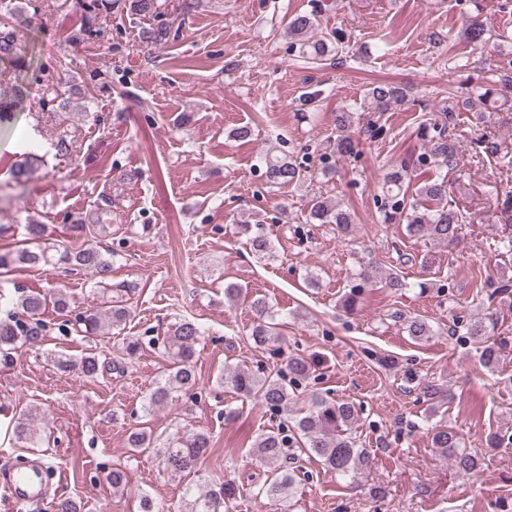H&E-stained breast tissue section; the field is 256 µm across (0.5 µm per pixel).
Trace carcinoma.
Returning <instances> with one entry per match:
<instances>
[{
  "mask_svg": "<svg viewBox=\"0 0 512 512\" xmlns=\"http://www.w3.org/2000/svg\"><path fill=\"white\" fill-rule=\"evenodd\" d=\"M475 11L468 14L463 21V36L474 44L481 45L488 41L492 30L488 28L487 19L483 18L482 0H471ZM30 0H0V67L10 69L18 74L27 70L30 59L21 48L18 33L23 23L28 21L27 6ZM83 10L82 23L76 36L93 38L100 34L102 25L112 9L103 4V0H81ZM157 0H128L130 14L141 18L151 17L157 13ZM288 34L299 56L309 60L321 61L333 52L339 51L345 44V36L336 31L318 34L316 15H296L288 22ZM168 28L146 27L140 30L139 40L163 48L168 42ZM509 84L512 77L500 76L499 80L486 78L481 84L471 88L468 96H448V103L439 111L453 119L457 112H470L475 107L487 105L493 97L495 83ZM24 97L23 86L15 83L0 82V124L11 119V113L17 111ZM86 93L78 85L63 78L49 80L45 83L40 108L43 112H59L76 107L84 109L81 100ZM409 104L408 91L391 83H378L370 87L360 104V111L383 113ZM351 109L336 115V139L330 152L321 157V167L317 174L330 180L337 173V161L359 154L358 142L348 129L352 126ZM422 132L428 141V153L421 157L419 164L431 165L437 170L455 169L460 163V145L456 138L445 131V126L436 123L422 125ZM260 162L264 168L267 183L279 186H297L306 178L307 163L285 153L263 155ZM44 164L43 156L35 151H26L13 172L16 183H24L31 173ZM416 177L415 169L401 162L389 169L375 197L377 209L384 224H404L413 236L428 237L439 244L452 247L459 242L462 215L457 203L449 198L448 185L443 179H429L410 191L412 180ZM309 219L316 224H334L336 230L346 236L353 232L354 216L344 209L339 202L318 196L312 199ZM243 233L249 235L248 244L252 253L259 259L272 255L270 240L261 233L251 232V225H242ZM44 234L41 224L29 227V242L16 252L0 254V269L14 264H35L40 261L67 266L72 274L90 273L94 277L93 288L97 294L115 293L110 305L95 306L76 317L75 326L84 336H95L105 329H115L122 325L129 316L119 297L123 296L125 286L112 285V261L103 255L97 247L90 245L78 250L67 247L49 256L36 245ZM60 312H66L70 299L66 292L58 289L47 296L30 291L20 296L17 309L10 310L0 317V364L11 360L12 351L19 345L39 347L44 342L45 325L39 315L47 304ZM256 313L250 336L252 340L265 346L276 340L271 308L265 300L257 298L252 302ZM497 326L494 315L488 314L469 320L466 334L480 345V360L484 368L494 372L500 366L501 353L507 346V339L492 335ZM408 335L416 340H423L432 335L433 330L427 321L415 316L406 320ZM204 336L200 324L183 319L168 330L162 341L164 353L170 361V368L164 373L163 381L158 383L150 393L147 401L148 410L163 407L173 399L174 394L188 392L198 380L194 369L196 346ZM57 368L63 372L79 371L86 377L98 375L103 365L95 355H87L79 360L60 356L55 359ZM288 374L281 372L268 374L253 371L240 366H227L217 377V382L232 388L236 393L254 398L273 410L285 413V419L278 428L261 432L253 448L261 463L266 467V479L258 494L275 501L285 503L291 500L294 489L300 482L296 469L288 467V461L295 457V451L308 452L319 457L329 470L336 475L347 478L371 463L370 455L356 447L351 429L359 419V411L350 402L335 400L322 394L311 396L309 409L301 417L292 414L291 404L295 401V390L311 374V363L301 355L288 357ZM33 420L32 411L21 414L16 422L14 434L18 441L27 440L37 443V430L30 428ZM433 446L453 462L458 472L475 474L483 466L482 458L462 447V438L451 427H440L432 437ZM128 447L136 451L151 450L160 458L164 468L174 476H187L195 470L201 459L211 447L210 435L204 431L175 433L163 442L144 431H135L128 437ZM231 495L230 489L221 484L194 492L192 487L185 489L184 512H224V499Z\"/></svg>",
  "mask_w": 512,
  "mask_h": 512,
  "instance_id": "cac0c4a2",
  "label": "carcinoma"
}]
</instances>
